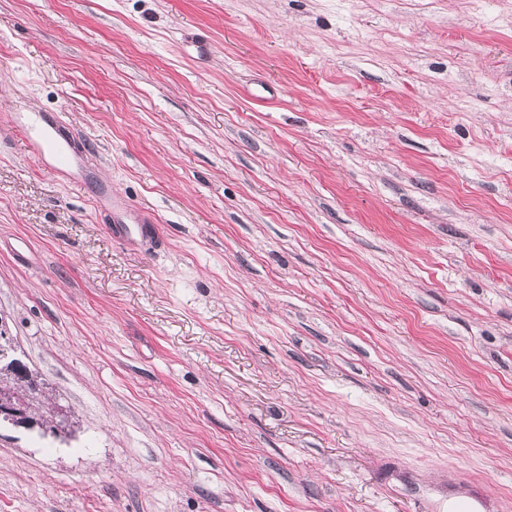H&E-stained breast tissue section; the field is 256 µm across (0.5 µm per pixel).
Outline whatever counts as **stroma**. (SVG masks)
<instances>
[{
  "label": "stroma",
  "instance_id": "obj_1",
  "mask_svg": "<svg viewBox=\"0 0 512 512\" xmlns=\"http://www.w3.org/2000/svg\"><path fill=\"white\" fill-rule=\"evenodd\" d=\"M0 331V512H512V0H0ZM55 136L48 135L43 138V146H47L56 152L59 165L62 168L72 167L76 163V156L70 149V144L58 127L54 128ZM127 210L126 204L119 198L113 197L112 199V226H110V233L112 239L124 241L128 246L141 252H146L153 249L160 241V227L158 224H153L150 218L137 217L135 219L136 230L131 231L129 224L121 217L123 211ZM466 494L467 499L459 503L454 512H487L493 510L495 498L488 488L473 486Z\"/></svg>",
  "mask_w": 512,
  "mask_h": 512
}]
</instances>
